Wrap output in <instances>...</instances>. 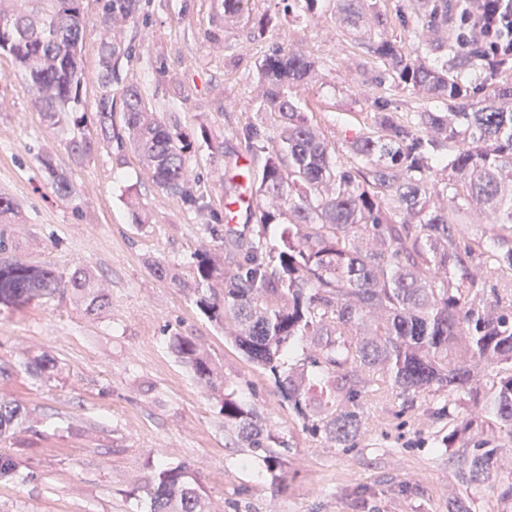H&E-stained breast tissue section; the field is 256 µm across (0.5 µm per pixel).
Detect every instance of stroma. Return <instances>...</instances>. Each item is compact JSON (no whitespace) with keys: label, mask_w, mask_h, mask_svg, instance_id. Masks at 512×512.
<instances>
[{"label":"stroma","mask_w":512,"mask_h":512,"mask_svg":"<svg viewBox=\"0 0 512 512\" xmlns=\"http://www.w3.org/2000/svg\"><path fill=\"white\" fill-rule=\"evenodd\" d=\"M103 2H83L81 130L94 140L84 156L71 154L18 66L0 54V193L20 206L16 251L65 272L86 264L110 295L96 318L56 295L0 307V364L10 369L0 393L40 419L35 431L0 440V453L17 461L10 482L0 484V512H148L152 484L177 465L190 468L212 512H448L456 496L469 512H512V446L497 450L489 479L461 483L463 451L448 447L452 425L435 415L442 395L366 394L354 447H336L322 414L296 408L270 370L197 307L191 290L151 270L162 262L188 281L201 249L233 268L252 239L263 238L269 256L281 250L278 230H261L242 212L226 221L221 184L252 161L235 132L260 120L258 68L273 48L294 47L317 62L297 99L341 157L379 107L407 116L431 100L408 87L357 92L368 73L332 0L292 11L283 0H249L248 12L231 22L216 0H140L136 17L115 26L112 90L136 85L150 111L186 132L207 130L186 200L146 179L133 149L119 153L95 139ZM416 4L380 0L390 17L385 37L408 54L415 44L404 30L417 24ZM48 156L70 173L74 196L55 191ZM176 336L209 350L229 391L269 432L268 452L247 448L225 425L220 401L173 351ZM24 348L55 358L59 376L35 379L18 362Z\"/></svg>","instance_id":"stroma-1"}]
</instances>
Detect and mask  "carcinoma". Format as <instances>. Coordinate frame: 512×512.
I'll return each instance as SVG.
<instances>
[{
    "mask_svg": "<svg viewBox=\"0 0 512 512\" xmlns=\"http://www.w3.org/2000/svg\"><path fill=\"white\" fill-rule=\"evenodd\" d=\"M224 19L238 18L247 0H220ZM336 20L358 33V47L375 71L378 87L409 86L442 108L402 118L379 112L350 145V160L335 149L295 102L297 88L314 68L299 50L275 48L260 64L258 110L270 122L246 125L236 138L262 166L249 172V218L262 227L283 226L278 262L252 242L246 265L224 267L209 249L195 256L194 290L207 289L197 306L218 318L248 359L267 366L295 402L326 409L327 396L356 403L387 389L407 400L448 391L437 408L457 421L448 447L469 448L459 479L488 475L496 435L512 441V290H491L478 269L487 265L512 276V82H497L479 99L472 82L497 76L505 61L477 46L448 40V0H418L413 34L421 51L405 54L381 36L390 24L378 0H335ZM139 0H106L102 8L100 94L97 124L107 146H131L149 180L168 193L187 195L195 140L147 109L134 85L122 92L125 134L112 124V22L131 19ZM83 0H0V50L37 93L45 120L70 135L71 152L91 142L76 134L82 118ZM63 196L75 194L66 171L47 164ZM19 205L0 194V305L22 307L44 296H67L98 316L109 306L106 286L84 265L69 272L37 264L13 248ZM489 225L480 239L460 238L457 217ZM313 337L311 364L318 371L281 376L277 356L286 340ZM172 348L197 380L217 394L224 424L248 447L267 448L254 413L226 393L209 354L189 336ZM499 375L487 397L474 386V370ZM470 400L494 421L458 420L450 403ZM356 410L341 409L325 424L348 448L359 429ZM33 417L19 401L0 395V438ZM151 512H209L185 468H166L149 490Z\"/></svg>",
    "mask_w": 512,
    "mask_h": 512,
    "instance_id": "cac0c4a2",
    "label": "carcinoma"
}]
</instances>
